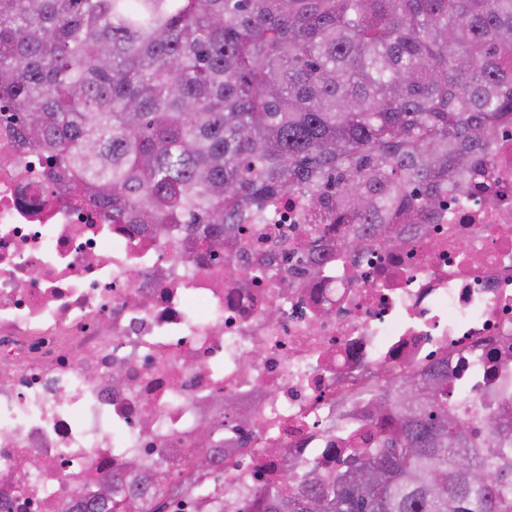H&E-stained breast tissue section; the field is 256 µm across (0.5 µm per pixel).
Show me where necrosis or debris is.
<instances>
[{
	"label": "necrosis or debris",
	"instance_id": "obj_1",
	"mask_svg": "<svg viewBox=\"0 0 512 512\" xmlns=\"http://www.w3.org/2000/svg\"><path fill=\"white\" fill-rule=\"evenodd\" d=\"M344 231L294 198L210 254L53 193L0 124V512H87L201 452L209 492L170 512H241L347 432L372 447L364 388L438 363L449 406L512 403V129L409 249Z\"/></svg>",
	"mask_w": 512,
	"mask_h": 512
}]
</instances>
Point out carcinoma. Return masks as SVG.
<instances>
[{"instance_id": "obj_1", "label": "carcinoma", "mask_w": 512, "mask_h": 512, "mask_svg": "<svg viewBox=\"0 0 512 512\" xmlns=\"http://www.w3.org/2000/svg\"><path fill=\"white\" fill-rule=\"evenodd\" d=\"M114 224L209 249L287 195L343 242L426 222L512 124V0H0V118ZM376 446L262 488L254 512H512V410L448 407V374L374 394ZM191 456L107 512L205 491Z\"/></svg>"}]
</instances>
